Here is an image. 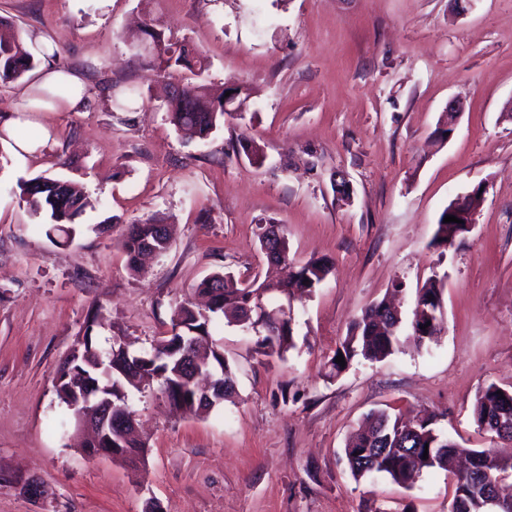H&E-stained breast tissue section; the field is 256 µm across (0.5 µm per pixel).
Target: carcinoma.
<instances>
[{
	"label": "carcinoma",
	"mask_w": 512,
	"mask_h": 512,
	"mask_svg": "<svg viewBox=\"0 0 512 512\" xmlns=\"http://www.w3.org/2000/svg\"><path fill=\"white\" fill-rule=\"evenodd\" d=\"M133 46L142 48L149 57L147 66L160 72L187 70L198 77L207 68L206 59L195 54L191 57L184 49V43L165 36L152 24L144 25L133 37ZM41 65V59L28 49L23 37L12 40L0 38V87L9 86L22 80L30 81L31 72ZM175 128L188 140H206L224 126V98L214 99L201 83L189 82L178 99L172 100L168 109ZM19 198L30 210L45 213L49 218L50 232L62 242L72 240L76 220L83 214L86 197L71 182L46 176L21 180L17 184ZM163 225L147 220L128 225L122 240V250L127 264L133 271L140 269L142 260L153 253V245L163 252L170 246L168 238L159 235ZM464 233L462 225L438 222L434 243L448 246ZM330 272L327 261L312 259L301 265L290 281L242 282L236 284L232 275L215 273L200 281L194 291L210 297L206 313H200L186 299L178 304L172 313V326L180 327V335L193 336L200 332L209 335L208 326L216 319L232 314L241 318L251 296L261 288H270L266 300H275L294 291L309 294L325 281ZM442 288L431 280L417 292L416 306L410 323L412 335L423 339L432 334L425 324L437 320L440 314ZM401 318L385 301L374 302L365 309L361 318L349 328L340 341L335 355L351 362L361 356L367 360L381 361L395 352L398 345L397 332ZM174 337H163L151 344L150 349L141 352L128 351L129 356L148 357L142 365L143 377L159 382L160 390L170 407L182 414H193L197 409L187 405L190 388L177 375L174 360ZM296 347L293 327L284 324L272 334L258 337L256 354L265 358H281ZM105 362L97 349L92 329H86L76 353L61 364L55 383L58 398L78 414L75 393L81 392L88 382L98 384L101 393L112 398L116 410L130 408L132 390L139 386L131 383L115 371L104 376L100 364ZM209 363L224 371V396L234 390V373L229 363L223 361L217 352H212ZM501 387L494 383L481 388L475 399L473 416L476 423L502 441H512V431L502 433L492 423L501 417L512 423V396L497 394ZM428 458H423V453ZM345 457L352 477L359 481L365 477L385 476L397 485L409 489L415 477L424 470L447 467L448 460L461 454L469 458L466 470L456 475L453 498L449 512H484L480 492L487 482H503L512 477V454H504L497 448L474 450L464 448L433 426L429 417H421L411 425L401 421L399 416L385 412H372L362 421L361 430L355 433L344 448Z\"/></svg>",
	"instance_id": "cac0c4a2"
}]
</instances>
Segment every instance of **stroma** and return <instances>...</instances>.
I'll use <instances>...</instances> for the list:
<instances>
[{
  "mask_svg": "<svg viewBox=\"0 0 512 512\" xmlns=\"http://www.w3.org/2000/svg\"><path fill=\"white\" fill-rule=\"evenodd\" d=\"M0 16L51 36L86 89L81 111L32 113L20 87L0 90V128L25 116L51 131L33 155L0 141V512H448L452 473L410 489L357 481L344 448L374 410L430 414L463 447L494 445L473 405L481 387H512V0H474L462 17L452 0H0ZM144 21L205 57L210 89L241 86L207 144L178 134L167 79L127 41ZM103 79L131 111L112 109ZM452 101L461 115L444 139ZM40 175L88 198L68 244L19 200L18 181ZM477 187L471 228L436 245L442 212ZM149 219L170 226L171 247L135 273L121 240ZM267 224L282 225L291 268L331 265L293 303L295 349L267 359L253 331L216 324L232 399L182 415L145 389L131 399L143 460L86 457L54 388L85 330L103 352L116 336L149 347L206 276L265 275ZM431 278L441 330L419 343L409 324ZM396 287L398 351L333 374L351 324ZM33 478L50 495H28Z\"/></svg>",
  "mask_w": 512,
  "mask_h": 512,
  "instance_id": "obj_1",
  "label": "stroma"
}]
</instances>
